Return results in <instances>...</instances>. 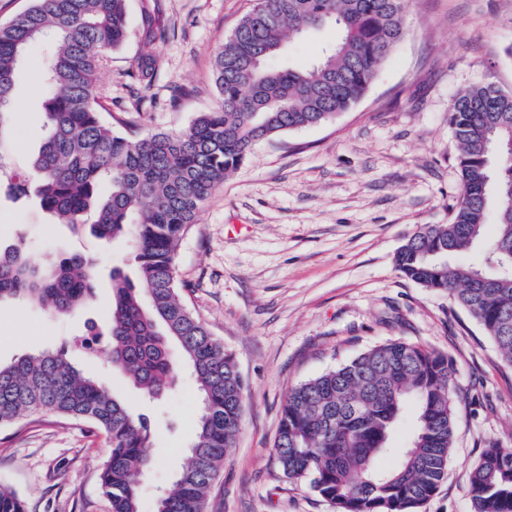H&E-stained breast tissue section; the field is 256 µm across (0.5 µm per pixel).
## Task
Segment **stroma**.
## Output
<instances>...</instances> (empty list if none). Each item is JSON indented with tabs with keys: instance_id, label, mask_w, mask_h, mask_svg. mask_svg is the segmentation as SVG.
I'll list each match as a JSON object with an SVG mask.
<instances>
[{
	"instance_id": "stroma-1",
	"label": "stroma",
	"mask_w": 512,
	"mask_h": 512,
	"mask_svg": "<svg viewBox=\"0 0 512 512\" xmlns=\"http://www.w3.org/2000/svg\"><path fill=\"white\" fill-rule=\"evenodd\" d=\"M158 4L167 29L146 41L141 9ZM254 0H131L128 40L102 53L96 75L101 113L120 132L185 130L218 101L216 50ZM336 33L291 38L273 66L313 63ZM153 54L148 89L133 77ZM44 44L19 72L0 168V246L25 241L39 261L79 252L100 271L92 301L59 316L17 300L0 307V361L66 347V360L96 378L151 425L153 465L140 477L141 512L185 461L202 412L190 369L150 400L91 356L77 337L103 325L109 273L134 275L129 240L73 233L32 200L13 198L44 137ZM474 85L512 92V0H408L405 35L364 97L313 127L258 143L200 209L176 253L187 307L235 357L245 391L241 429L208 496V512H336L306 481L288 479L272 452L282 405L293 386L391 339L447 355L454 369L457 439L447 474L420 512H471L469 472L488 442L512 448V368L477 321L445 293L401 276L394 255L422 224H445L460 194L457 145L448 124L455 95ZM104 434L51 412L0 426V484L27 512H110L99 476Z\"/></svg>"
}]
</instances>
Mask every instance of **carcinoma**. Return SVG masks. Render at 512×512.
Masks as SVG:
<instances>
[{
  "mask_svg": "<svg viewBox=\"0 0 512 512\" xmlns=\"http://www.w3.org/2000/svg\"><path fill=\"white\" fill-rule=\"evenodd\" d=\"M406 0H258L214 59L218 104L179 133L128 137L98 110L100 51L128 37L129 0H32L0 26V154L21 62L46 42L42 70L50 95L46 137L12 195H35L43 211L79 233L87 224L110 242L131 237L138 288L110 274L112 307L104 351L113 367L151 398L177 378L170 346L192 370L202 414L189 456L156 512H207L208 494L241 427L244 383L234 356L180 300L175 255L186 228L253 147L323 124L365 95L405 33ZM145 38L164 27L142 10ZM333 27L336 40L304 69L272 68L287 39ZM156 59L135 61L149 85ZM448 120L458 147L462 189L447 224H422L395 255L405 278L446 292L479 323L512 366V92L475 86L459 92ZM495 235L486 236L489 208ZM484 248L478 264L448 258ZM98 269L81 253L37 261L19 241L0 248V307L25 298L57 314L88 303ZM448 357L394 339L368 349L288 392L274 444L284 475L308 482L336 512H419L445 474L456 428ZM413 405V434L393 448L394 428ZM82 419L103 433L109 453L100 475L111 512H141L136 475L151 464L150 427L99 382L70 367L65 349L0 363V425L38 412ZM399 455L388 470L377 460ZM473 512H512V448H484L470 471ZM0 512H26L0 486Z\"/></svg>",
  "mask_w": 512,
  "mask_h": 512,
  "instance_id": "obj_1",
  "label": "carcinoma"
}]
</instances>
